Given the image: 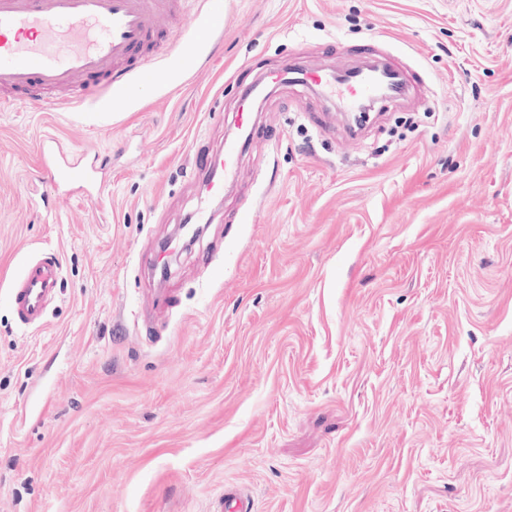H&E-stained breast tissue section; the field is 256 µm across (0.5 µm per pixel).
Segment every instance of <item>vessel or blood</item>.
<instances>
[{"instance_id": "obj_1", "label": "vessel or blood", "mask_w": 512, "mask_h": 512, "mask_svg": "<svg viewBox=\"0 0 512 512\" xmlns=\"http://www.w3.org/2000/svg\"><path fill=\"white\" fill-rule=\"evenodd\" d=\"M187 0H0V101L12 105L38 102L54 110L59 94L87 98L94 88L112 89L125 76L151 82L159 73L152 63L160 45L161 16H180ZM289 81L312 89L341 85L350 111H361L375 92L380 72L361 68L344 77L319 70L289 68ZM238 141L207 165V189H222L233 172ZM43 177L79 189H91L92 203L105 188L97 173L98 158L68 159L52 139L39 145ZM59 264L39 261L14 281L11 296L22 325H43L47 302L56 292ZM215 512H253L248 495L224 489Z\"/></svg>"}]
</instances>
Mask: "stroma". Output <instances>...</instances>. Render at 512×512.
<instances>
[{"instance_id":"stroma-1","label":"stroma","mask_w":512,"mask_h":512,"mask_svg":"<svg viewBox=\"0 0 512 512\" xmlns=\"http://www.w3.org/2000/svg\"><path fill=\"white\" fill-rule=\"evenodd\" d=\"M159 37L158 82L0 106V512H512V0H191ZM373 54L408 91L356 141L269 81ZM47 137L103 204H41ZM239 140L226 141L224 143L223 156L218 155L210 158L207 165V190L218 192L224 185V180L229 179L233 172L234 158L237 154ZM59 263L39 261L31 264L26 273L10 288L19 322L25 326L44 324L48 298L56 294ZM215 512H252L253 506L248 495L237 489L226 488L217 497Z\"/></svg>"}]
</instances>
